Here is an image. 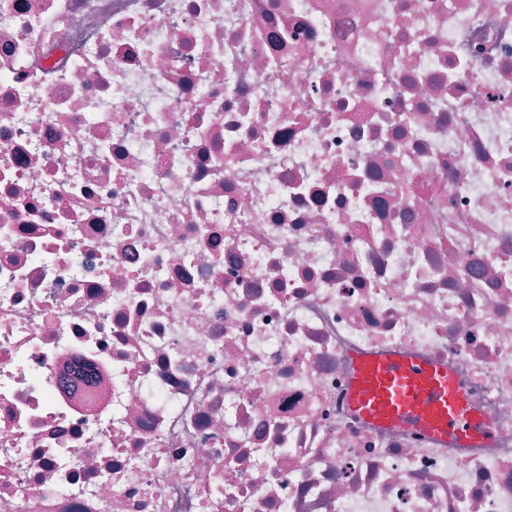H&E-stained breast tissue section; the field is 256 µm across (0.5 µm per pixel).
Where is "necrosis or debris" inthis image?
<instances>
[{
    "instance_id": "1",
    "label": "necrosis or debris",
    "mask_w": 512,
    "mask_h": 512,
    "mask_svg": "<svg viewBox=\"0 0 512 512\" xmlns=\"http://www.w3.org/2000/svg\"><path fill=\"white\" fill-rule=\"evenodd\" d=\"M0 512H512V0H0ZM347 400L365 420L402 426L436 438H484L478 416L446 363L398 352L359 355Z\"/></svg>"
}]
</instances>
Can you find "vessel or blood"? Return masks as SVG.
Returning <instances> with one entry per match:
<instances>
[{
    "label": "vessel or blood",
    "instance_id": "b4317fda",
    "mask_svg": "<svg viewBox=\"0 0 512 512\" xmlns=\"http://www.w3.org/2000/svg\"><path fill=\"white\" fill-rule=\"evenodd\" d=\"M347 400L358 416L378 425L411 428L436 438L486 435L445 363L397 352L357 356Z\"/></svg>",
    "mask_w": 512,
    "mask_h": 512
}]
</instances>
